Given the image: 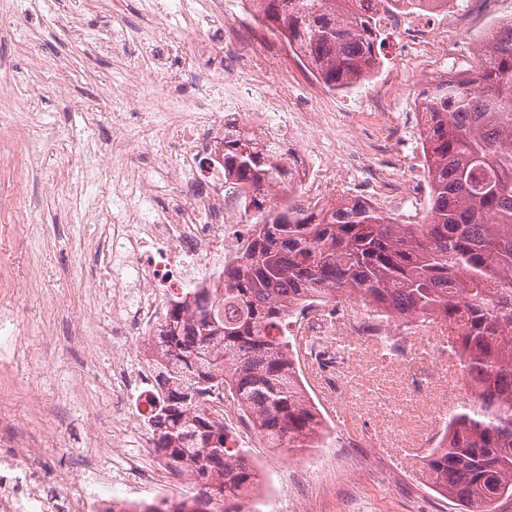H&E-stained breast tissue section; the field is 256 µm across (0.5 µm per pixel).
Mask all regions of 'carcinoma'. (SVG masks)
Returning <instances> with one entry per match:
<instances>
[{
    "label": "carcinoma",
    "instance_id": "1",
    "mask_svg": "<svg viewBox=\"0 0 512 512\" xmlns=\"http://www.w3.org/2000/svg\"><path fill=\"white\" fill-rule=\"evenodd\" d=\"M316 78L332 90L380 63L379 14L428 0H252ZM489 62L419 93L430 187L425 224H398L358 198L316 211L288 201L287 151L246 126L224 131V181L241 190L253 233L224 287L190 290L167 306L151 340L154 452L198 491L139 512H243L257 484L247 451L224 434L203 396L227 387L273 448L325 441L289 334L313 299H357L386 354L412 353L407 331L440 320L469 395L445 414L423 456L431 488L460 512H503L512 501V23Z\"/></svg>",
    "mask_w": 512,
    "mask_h": 512
}]
</instances>
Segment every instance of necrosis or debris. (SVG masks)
<instances>
[{"label":"necrosis or debris","mask_w":512,"mask_h":512,"mask_svg":"<svg viewBox=\"0 0 512 512\" xmlns=\"http://www.w3.org/2000/svg\"><path fill=\"white\" fill-rule=\"evenodd\" d=\"M250 10L249 0H208L205 16L187 36L190 51L166 66L165 80L151 96L152 111L130 114L142 128L140 142L112 144L114 154L148 164L157 119L165 117L167 149L160 169L167 180L186 188L185 200L169 207L162 219L144 211L112 225V251L97 257L104 267L111 254L121 259L111 277L107 331L114 342L127 344L131 357L112 366V431L128 437L132 449L101 487L85 486L77 494L70 491L72 472L59 470L52 480L44 479L41 451L2 453L0 512H84L88 500L104 491L119 495L149 488L164 494L174 487L150 460L152 436L135 394L149 381L142 349L168 302L186 289L221 283L225 266L235 264L249 235L239 192L224 182V124L245 115L266 133L290 132L312 143L335 118L322 105L299 106L288 83L268 94L284 47L274 45L261 57L245 52L243 33L256 26L240 21Z\"/></svg>","instance_id":"obj_1"}]
</instances>
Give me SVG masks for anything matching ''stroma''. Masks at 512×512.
<instances>
[{
  "instance_id": "stroma-1",
  "label": "stroma",
  "mask_w": 512,
  "mask_h": 512,
  "mask_svg": "<svg viewBox=\"0 0 512 512\" xmlns=\"http://www.w3.org/2000/svg\"><path fill=\"white\" fill-rule=\"evenodd\" d=\"M164 0H20L0 6V185H19L20 198L0 196V314L14 318L11 343L0 342V448L42 449L53 469L77 477L112 468V406L100 398L112 379L120 350L102 333L112 305L94 286L97 214L107 207L161 210L175 188L159 186L152 200L124 192L129 173L123 158L102 164L113 138L136 140L134 125H121L120 95L132 64L125 47L102 49L112 27L153 33L160 42L181 39L203 0H181L179 11L161 16ZM512 11L488 16L474 0H458L452 18L435 19L448 39L426 64L431 69H469L478 44ZM397 20L384 31L380 66L362 85L322 99L338 118L325 130L306 168L336 164L337 196H357L401 224L428 219L429 198L414 201L373 195L375 173L393 182L423 176L418 141L417 95L430 83L424 62L405 53ZM29 114L30 125L10 124ZM397 138L385 156H367L353 169L340 166L338 145L355 137ZM66 189L51 193L50 179ZM358 314L349 306L335 335L351 338L353 352L340 376L316 377L302 365L300 377L330 440L324 454L271 448L261 438L247 445L259 476L257 512H456L434 492L422 453L445 411L465 396L455 362L414 361L383 355L354 339Z\"/></svg>"
}]
</instances>
